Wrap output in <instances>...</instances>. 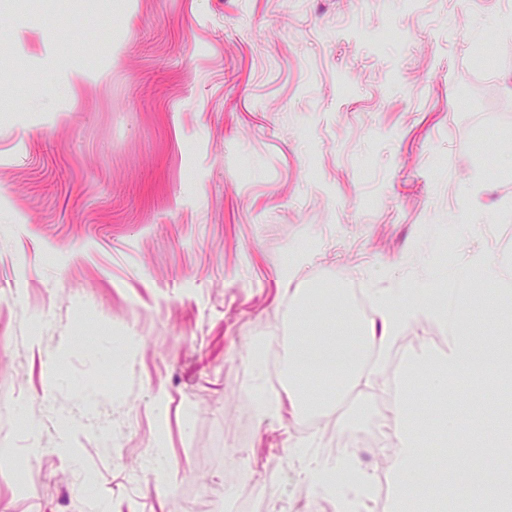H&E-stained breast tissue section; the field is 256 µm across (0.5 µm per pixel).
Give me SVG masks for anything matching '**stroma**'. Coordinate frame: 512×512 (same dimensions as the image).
<instances>
[{"instance_id":"1","label":"stroma","mask_w":512,"mask_h":512,"mask_svg":"<svg viewBox=\"0 0 512 512\" xmlns=\"http://www.w3.org/2000/svg\"><path fill=\"white\" fill-rule=\"evenodd\" d=\"M509 224L512 0H0V512H233L271 470L274 512L318 503L292 450L331 439L255 410L297 296L369 324L473 258L512 273ZM442 333L399 335L345 433L410 390L432 420Z\"/></svg>"}]
</instances>
